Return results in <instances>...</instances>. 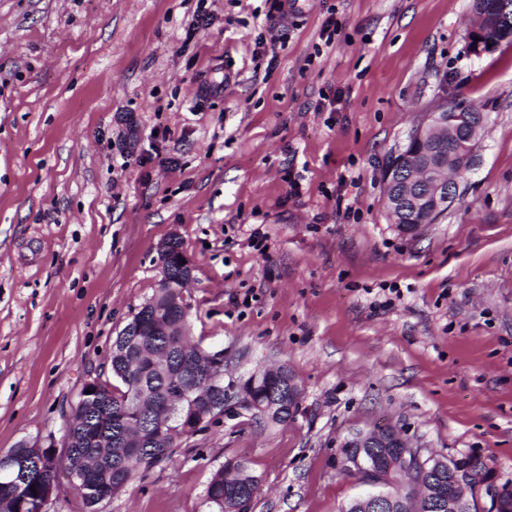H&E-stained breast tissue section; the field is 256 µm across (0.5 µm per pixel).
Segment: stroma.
I'll return each mask as SVG.
<instances>
[{"label":"stroma","instance_id":"obj_1","mask_svg":"<svg viewBox=\"0 0 512 512\" xmlns=\"http://www.w3.org/2000/svg\"><path fill=\"white\" fill-rule=\"evenodd\" d=\"M273 4L0 0V451L62 438L172 235L227 379L283 365L302 392L288 423L182 440L101 512H209L229 458L259 479L248 512H340L370 489L342 444L382 425L512 483V46L468 53L472 0ZM454 100L488 116L465 194L401 231L385 164Z\"/></svg>","mask_w":512,"mask_h":512}]
</instances>
